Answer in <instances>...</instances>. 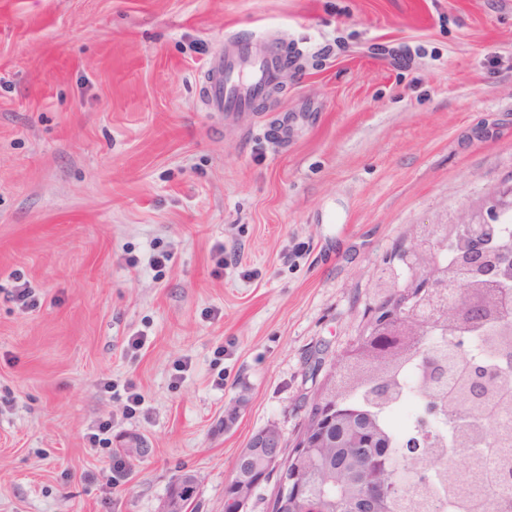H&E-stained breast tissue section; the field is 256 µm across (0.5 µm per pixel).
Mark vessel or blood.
<instances>
[{
	"label": "vessel or blood",
	"instance_id": "obj_1",
	"mask_svg": "<svg viewBox=\"0 0 512 512\" xmlns=\"http://www.w3.org/2000/svg\"><path fill=\"white\" fill-rule=\"evenodd\" d=\"M278 78L276 56L268 46L237 41L215 56L201 94L211 111L230 116L263 99Z\"/></svg>",
	"mask_w": 512,
	"mask_h": 512
}]
</instances>
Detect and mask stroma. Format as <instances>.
<instances>
[{
	"mask_svg": "<svg viewBox=\"0 0 512 512\" xmlns=\"http://www.w3.org/2000/svg\"><path fill=\"white\" fill-rule=\"evenodd\" d=\"M233 38L298 66L228 121ZM510 179L512 0H0V512H224L410 230Z\"/></svg>",
	"mask_w": 512,
	"mask_h": 512,
	"instance_id": "stroma-1",
	"label": "stroma"
}]
</instances>
